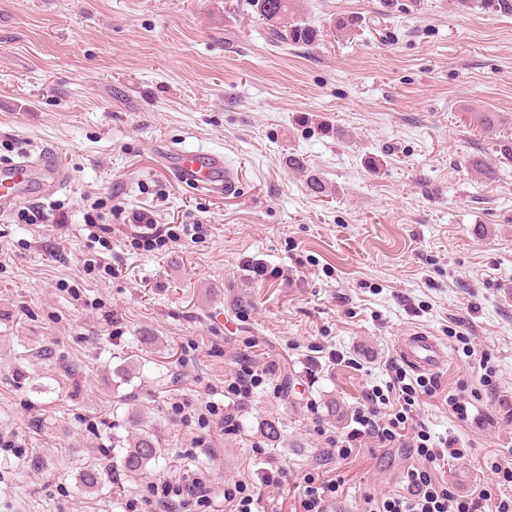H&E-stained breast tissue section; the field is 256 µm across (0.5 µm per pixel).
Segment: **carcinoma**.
<instances>
[{
    "instance_id": "cac0c4a2",
    "label": "carcinoma",
    "mask_w": 512,
    "mask_h": 512,
    "mask_svg": "<svg viewBox=\"0 0 512 512\" xmlns=\"http://www.w3.org/2000/svg\"><path fill=\"white\" fill-rule=\"evenodd\" d=\"M294 2L253 0V6L272 40L296 46H312L322 37L321 31L294 15ZM53 360V351L49 346L27 349L17 358L16 376L31 383L36 393H51L54 388L41 382V379L42 370L52 366ZM131 423V430L126 435L112 437V448L106 451L103 462L80 469L78 483L83 491L94 492L111 481L115 466L131 475H144L164 457L165 449L154 428L136 414L132 416Z\"/></svg>"
}]
</instances>
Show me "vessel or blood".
I'll return each instance as SVG.
<instances>
[{"mask_svg": "<svg viewBox=\"0 0 512 512\" xmlns=\"http://www.w3.org/2000/svg\"><path fill=\"white\" fill-rule=\"evenodd\" d=\"M164 156L174 175L197 190L209 193L221 189L232 195L239 189L238 178L225 163L223 153L180 148L166 150ZM37 175L42 178V192L46 195L66 189L70 181L68 171L58 166L46 149L36 156L28 155L17 162L0 165V217L7 216L18 204L20 189ZM399 353L404 362L418 371L437 370L446 361L443 347L422 332L405 336Z\"/></svg>", "mask_w": 512, "mask_h": 512, "instance_id": "1", "label": "vessel or blood"}]
</instances>
